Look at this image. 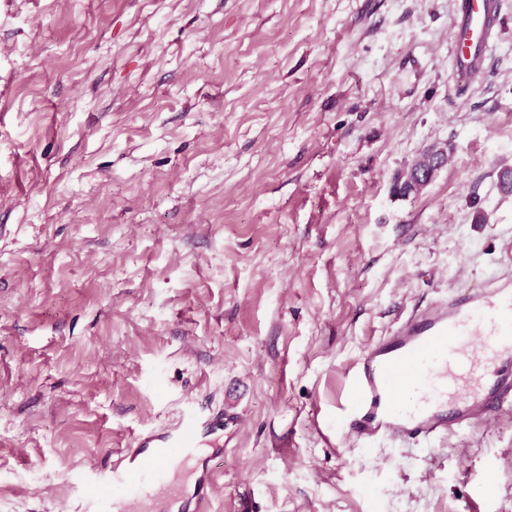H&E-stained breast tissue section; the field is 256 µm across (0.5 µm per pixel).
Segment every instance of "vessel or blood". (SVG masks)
Masks as SVG:
<instances>
[{"mask_svg":"<svg viewBox=\"0 0 512 512\" xmlns=\"http://www.w3.org/2000/svg\"><path fill=\"white\" fill-rule=\"evenodd\" d=\"M498 0H457L451 64L460 79L486 76L499 37ZM349 435L369 447L434 441L512 413V274L413 310L369 345L348 372ZM209 420L184 410L81 481L87 512H205L215 477L197 458Z\"/></svg>","mask_w":512,"mask_h":512,"instance_id":"1","label":"vessel or blood"}]
</instances>
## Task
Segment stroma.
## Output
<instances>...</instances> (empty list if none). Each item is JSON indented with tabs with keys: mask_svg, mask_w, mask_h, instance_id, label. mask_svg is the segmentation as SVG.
<instances>
[{
	"mask_svg": "<svg viewBox=\"0 0 512 512\" xmlns=\"http://www.w3.org/2000/svg\"><path fill=\"white\" fill-rule=\"evenodd\" d=\"M454 2L0 0V512H81L191 406L235 417L207 512H512V417L338 424L367 346L512 239V0L464 92ZM446 160L447 152L441 149V153L433 157L427 168L407 172L406 179L414 186L415 193L420 192L432 181L436 172L446 163Z\"/></svg>",
	"mask_w": 512,
	"mask_h": 512,
	"instance_id": "35a3bbf8",
	"label": "stroma"
}]
</instances>
